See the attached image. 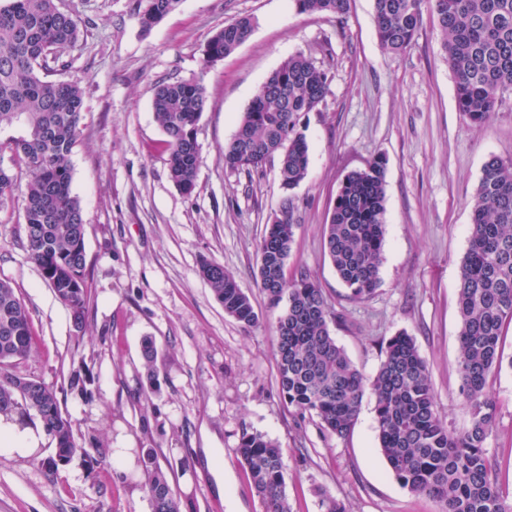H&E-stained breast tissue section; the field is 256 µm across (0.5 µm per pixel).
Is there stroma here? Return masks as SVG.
<instances>
[{
  "label": "stroma",
  "instance_id": "obj_1",
  "mask_svg": "<svg viewBox=\"0 0 512 512\" xmlns=\"http://www.w3.org/2000/svg\"><path fill=\"white\" fill-rule=\"evenodd\" d=\"M85 22L61 79L83 92L82 132L71 155L72 192L85 218L90 310L76 331L69 310L25 250L27 186L0 196V280L28 308L35 343L16 371L61 385L88 375L87 395L66 392L62 409L75 455L56 474L39 462L53 451L37 419L29 454L0 450V512H151L142 457L155 450L181 512H263L236 453L242 429L265 434L284 454L291 512H321L331 496L350 512H438L402 487L379 449L375 399L365 396L343 438L285 404L277 383L275 320L258 281V245L292 195L297 224L286 272L307 273L337 314L330 330L367 376L381 345L412 336L427 361L439 413L460 431L469 415L459 393L460 266L485 162L512 160V91L482 127L457 106L437 17L424 11L405 52H387L373 0H350L343 19L297 13L292 0H179L142 31L132 0H62ZM251 18L250 37L205 64L209 38ZM328 71L329 91L300 124L309 169L282 187L277 159L252 172L224 166V146L266 79L290 55ZM201 80L207 104L197 126L202 164L192 194L172 182L165 134L152 100L163 80ZM386 162V236L374 293L359 299L337 278L323 228L345 175ZM223 264L251 298L259 322L224 313L199 275L200 260ZM157 347L148 379L142 343ZM498 403L488 443L512 491V368L491 377Z\"/></svg>",
  "mask_w": 512,
  "mask_h": 512
}]
</instances>
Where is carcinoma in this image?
I'll list each match as a JSON object with an SVG mask.
<instances>
[{
	"label": "carcinoma",
	"instance_id": "carcinoma-1",
	"mask_svg": "<svg viewBox=\"0 0 512 512\" xmlns=\"http://www.w3.org/2000/svg\"><path fill=\"white\" fill-rule=\"evenodd\" d=\"M179 0H135L142 29L149 30ZM300 14L343 18L350 0H293ZM437 15L443 49L454 76L460 111L480 127L512 89V0H374L377 35L389 52L406 51L420 29L422 6ZM248 18L219 29L208 41L206 62L231 55L252 32ZM83 38L81 21L59 0H8L0 5V195L27 180L26 248L45 284L83 330L89 313L85 220L72 194L70 157L80 134L81 88L52 75L63 56ZM328 92V74L298 52L267 78L224 145V166L256 170L278 156L282 186L292 190L307 176L309 144L300 114L313 111ZM206 89L197 80L163 81L152 101L165 135L170 177L190 195L202 163L197 125ZM9 165H4V158ZM385 163L378 158L348 173L336 195L324 248L340 281L357 298L374 292L385 239ZM294 203L260 241L258 277L276 318V367L284 402L315 419L338 438L353 427L363 399L375 398L379 448L395 478L411 492L439 505V512H512V494L498 481L487 445L496 433L497 403L489 376L503 364L502 328L512 321V161L491 157L484 164L473 203L469 248L460 269L459 373L469 426L451 431L434 400L431 373L414 339L405 332L382 347L376 374L365 376L332 336L336 318L307 274L267 287L266 267L281 271L294 241ZM199 273L224 313L243 326L258 322L250 297L217 262L203 260ZM33 345L30 315L7 281H0V415L36 416L59 451H79L58 388L22 377L11 362ZM155 343L143 344L147 376L154 379ZM237 452L249 470L264 512H291L285 463L279 446L257 431L243 430ZM151 512H180L154 450L143 457Z\"/></svg>",
	"mask_w": 512,
	"mask_h": 512
}]
</instances>
